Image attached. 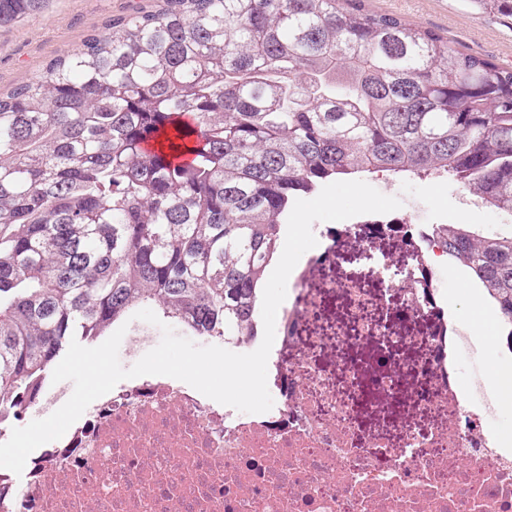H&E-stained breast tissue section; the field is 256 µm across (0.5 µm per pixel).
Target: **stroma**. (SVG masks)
I'll return each instance as SVG.
<instances>
[{
  "label": "stroma",
  "mask_w": 512,
  "mask_h": 512,
  "mask_svg": "<svg viewBox=\"0 0 512 512\" xmlns=\"http://www.w3.org/2000/svg\"><path fill=\"white\" fill-rule=\"evenodd\" d=\"M153 0H47L36 17L0 26V93L26 82L43 65L76 49L86 35L101 29L112 16L150 8ZM367 9L398 17L433 31L451 49L487 58L512 68V15L477 4L476 0H364ZM368 184L382 194L400 197L399 210L408 222L429 224L444 220L467 222L488 233L510 234L512 222H504L497 211L475 204L462 187L445 178H399L388 174L368 177ZM344 272L343 267L320 269L312 286L323 306L319 317L310 319L308 335L326 336L334 327L346 326V298L332 295L329 286ZM442 297L456 318L472 323L473 313L466 301L472 284L463 270H440ZM162 338L161 330L141 320L131 321L119 348L123 367L134 365ZM362 441L378 436L397 443L413 426L426 424V417L403 399L402 411L393 422L383 421L378 409L363 408L357 414Z\"/></svg>",
  "instance_id": "stroma-1"
}]
</instances>
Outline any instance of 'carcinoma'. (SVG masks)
<instances>
[{
    "mask_svg": "<svg viewBox=\"0 0 512 512\" xmlns=\"http://www.w3.org/2000/svg\"><path fill=\"white\" fill-rule=\"evenodd\" d=\"M378 172L512 217V71L361 0H156L0 93V426L138 308L258 335L291 204ZM442 230L512 352V234Z\"/></svg>",
    "mask_w": 512,
    "mask_h": 512,
    "instance_id": "1",
    "label": "carcinoma"
}]
</instances>
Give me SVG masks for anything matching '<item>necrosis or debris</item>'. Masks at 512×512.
Listing matches in <instances>:
<instances>
[{
	"mask_svg": "<svg viewBox=\"0 0 512 512\" xmlns=\"http://www.w3.org/2000/svg\"><path fill=\"white\" fill-rule=\"evenodd\" d=\"M387 233L408 240L412 267L375 250ZM352 235L358 262L332 289L347 298L354 330L314 339L355 347L376 338L369 365L343 361L346 397L307 358L282 356L302 345L318 306L310 279L342 264ZM444 258L435 225L393 212L327 226L277 315L270 411L239 412L168 376L132 379L93 401L23 477L0 471V512H512V447L491 428L505 393L481 378L471 380L470 397L459 391L460 357L476 355L478 340L438 291ZM371 280L381 297L367 289ZM400 318L431 324L420 363H394L397 348L413 343L396 331ZM404 385L431 424L408 430L397 446L381 437L361 444L355 413Z\"/></svg>",
	"mask_w": 512,
	"mask_h": 512,
	"instance_id": "necrosis-or-debris-1",
	"label": "necrosis or debris"
}]
</instances>
